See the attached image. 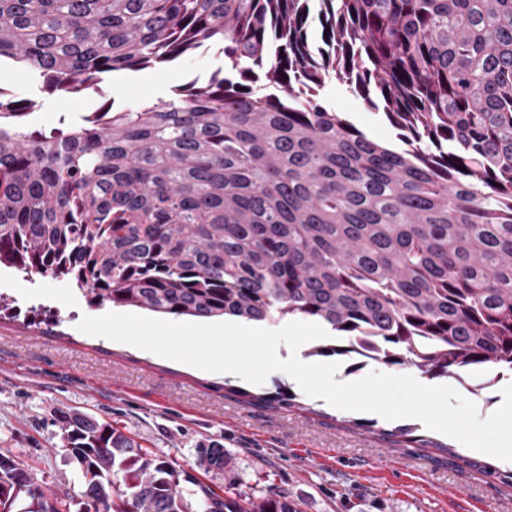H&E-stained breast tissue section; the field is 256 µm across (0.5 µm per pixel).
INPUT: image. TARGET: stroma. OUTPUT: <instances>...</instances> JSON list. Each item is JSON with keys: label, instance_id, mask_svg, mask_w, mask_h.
<instances>
[{"label": "stroma", "instance_id": "35a3bbf8", "mask_svg": "<svg viewBox=\"0 0 512 512\" xmlns=\"http://www.w3.org/2000/svg\"><path fill=\"white\" fill-rule=\"evenodd\" d=\"M230 73L221 47L195 51L163 66L108 73L92 89L49 90L25 68L0 86L31 99V125L51 129L78 121L102 102L131 108L173 99L176 87ZM319 98L372 139L397 145V131L346 85L331 81ZM67 279L34 277L0 265V454L57 493L81 480L64 458L57 415L79 410L165 454L189 507L206 486L219 496L250 499L281 492L301 512H512V461L476 455L415 418L388 420L341 410L306 395L281 371L263 383L189 369L135 346L80 331L84 318L105 315ZM290 394L292 408L245 403L244 395ZM402 427L433 439L432 448L393 449ZM217 443L231 458L221 471L196 465L200 448Z\"/></svg>", "mask_w": 512, "mask_h": 512}]
</instances>
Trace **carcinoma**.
Returning <instances> with one entry per match:
<instances>
[{
  "mask_svg": "<svg viewBox=\"0 0 512 512\" xmlns=\"http://www.w3.org/2000/svg\"><path fill=\"white\" fill-rule=\"evenodd\" d=\"M209 44L236 75L165 103L46 132L34 101L0 96V263L99 306L314 319L339 341L310 356L355 359L367 340L388 367L512 370V0H0V70L65 92ZM333 79L409 148L326 109ZM57 422L77 510L0 455V512H189L164 455L90 416ZM412 433L392 443L437 447ZM228 464L220 446L197 459ZM201 492V512H300L280 492Z\"/></svg>",
  "mask_w": 512,
  "mask_h": 512,
  "instance_id": "1",
  "label": "carcinoma"
}]
</instances>
